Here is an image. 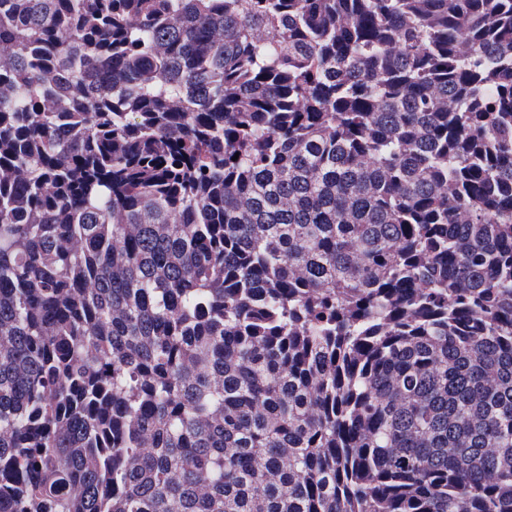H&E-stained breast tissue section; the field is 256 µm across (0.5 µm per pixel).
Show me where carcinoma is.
I'll use <instances>...</instances> for the list:
<instances>
[{
	"mask_svg": "<svg viewBox=\"0 0 512 512\" xmlns=\"http://www.w3.org/2000/svg\"><path fill=\"white\" fill-rule=\"evenodd\" d=\"M0 512H512V0H0Z\"/></svg>",
	"mask_w": 512,
	"mask_h": 512,
	"instance_id": "carcinoma-1",
	"label": "carcinoma"
}]
</instances>
